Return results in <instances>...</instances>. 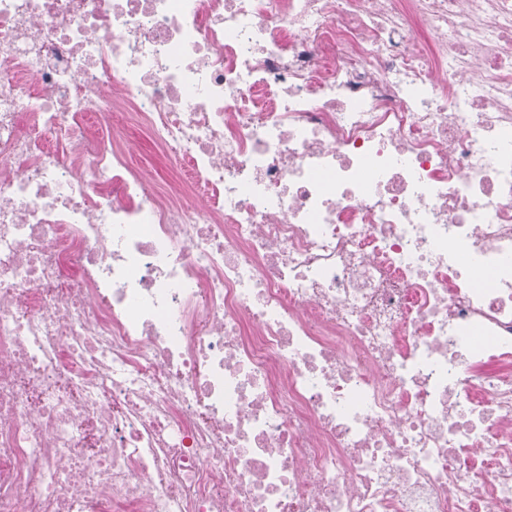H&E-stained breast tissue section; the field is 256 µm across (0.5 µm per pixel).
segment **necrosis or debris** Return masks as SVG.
I'll use <instances>...</instances> for the list:
<instances>
[{
  "label": "necrosis or debris",
  "mask_w": 512,
  "mask_h": 512,
  "mask_svg": "<svg viewBox=\"0 0 512 512\" xmlns=\"http://www.w3.org/2000/svg\"><path fill=\"white\" fill-rule=\"evenodd\" d=\"M0 512H512V0H0Z\"/></svg>",
  "instance_id": "necrosis-or-debris-1"
}]
</instances>
